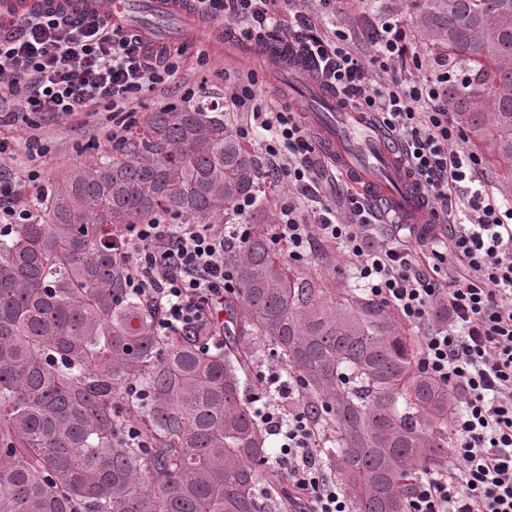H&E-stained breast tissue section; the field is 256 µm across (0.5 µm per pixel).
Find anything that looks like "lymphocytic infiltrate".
Returning a JSON list of instances; mask_svg holds the SVG:
<instances>
[{
  "instance_id": "lymphocytic-infiltrate-1",
  "label": "lymphocytic infiltrate",
  "mask_w": 512,
  "mask_h": 512,
  "mask_svg": "<svg viewBox=\"0 0 512 512\" xmlns=\"http://www.w3.org/2000/svg\"><path fill=\"white\" fill-rule=\"evenodd\" d=\"M301 0H188L202 19L242 24V34L265 48L280 42L333 91L341 107L367 113L402 144L408 173L426 193L443 236L429 253L404 243L408 232L382 228L372 204L349 191L345 212L319 193L321 158L316 139L291 108L259 98L252 80L224 86V108L248 114L263 133L273 171L310 203L314 224L295 205L280 211L278 237L291 260H304L314 233L334 240L371 296L390 305L421 331L417 364L448 383L456 412L449 457L452 472L429 471L417 481L409 512H512V208L487 192L481 157L461 148L462 132L448 114V77L437 71L388 86L372 82L369 66L405 68L407 32L399 21H373L362 36L370 61L323 29ZM180 69L177 52L122 32L99 15L33 11L22 19L0 15V124L30 112L59 118L106 106L117 115L143 89L170 84ZM245 225L127 224L114 236L128 262L130 292L156 308V331L168 336L191 327L224 333V299L236 281L229 250L242 246ZM448 322H431L436 301ZM277 399L258 415L280 436L278 465L289 485L309 497V512H349L348 499L322 466L321 431L301 410L294 377L273 373Z\"/></svg>"
}]
</instances>
